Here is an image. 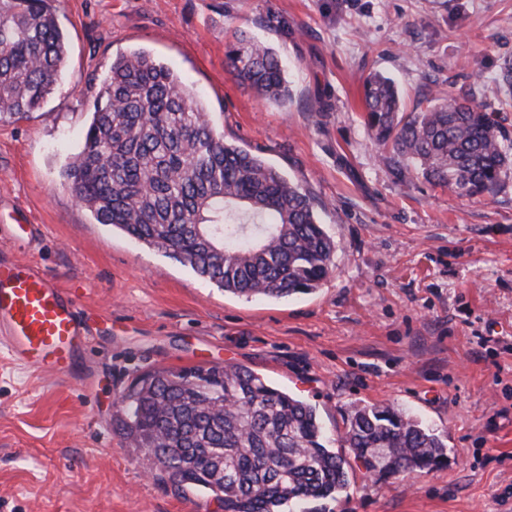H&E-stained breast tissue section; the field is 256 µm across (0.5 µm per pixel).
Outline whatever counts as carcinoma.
<instances>
[{"mask_svg":"<svg viewBox=\"0 0 512 512\" xmlns=\"http://www.w3.org/2000/svg\"><path fill=\"white\" fill-rule=\"evenodd\" d=\"M56 0H0V122L42 107L68 47ZM235 80L264 98L289 94L264 42L234 36ZM512 107V61L497 76ZM364 122L381 156L404 181L461 195L492 191L512 164L496 121L477 98L452 92L403 112L395 82L373 73L363 85ZM100 224L174 259L227 293L286 298L327 277L336 241L313 198L263 158L224 140L187 85L148 52L112 59L81 151L64 170ZM115 431L182 493L215 495L224 512H314L349 485L354 461L379 478L439 465L445 436L390 406H355L328 447L316 410L238 365L154 370L122 395Z\"/></svg>","mask_w":512,"mask_h":512,"instance_id":"carcinoma-1","label":"carcinoma"}]
</instances>
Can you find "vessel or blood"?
<instances>
[{"instance_id": "obj_1", "label": "vessel or blood", "mask_w": 512, "mask_h": 512, "mask_svg": "<svg viewBox=\"0 0 512 512\" xmlns=\"http://www.w3.org/2000/svg\"><path fill=\"white\" fill-rule=\"evenodd\" d=\"M88 345L72 294L39 265L0 259V346L42 374L70 372Z\"/></svg>"}]
</instances>
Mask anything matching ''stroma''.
I'll use <instances>...</instances> for the list:
<instances>
[{
	"mask_svg": "<svg viewBox=\"0 0 512 512\" xmlns=\"http://www.w3.org/2000/svg\"><path fill=\"white\" fill-rule=\"evenodd\" d=\"M68 58L43 106L0 123V257L73 291L85 356L46 376L0 355V512H216L153 477L112 428L140 374L237 364L316 408L329 438L357 404L411 413L447 437L427 473L356 472L317 512H512V169L482 196L400 181L364 124L363 82L392 77L406 111L475 95L512 143L496 77L512 0H59ZM243 32L285 68L286 103L237 82ZM144 50L203 98L225 141L314 199L336 241L310 294L225 293L97 223L62 172L113 58ZM32 233L12 232L19 215Z\"/></svg>",
	"mask_w": 512,
	"mask_h": 512,
	"instance_id": "35a3bbf8",
	"label": "stroma"
}]
</instances>
